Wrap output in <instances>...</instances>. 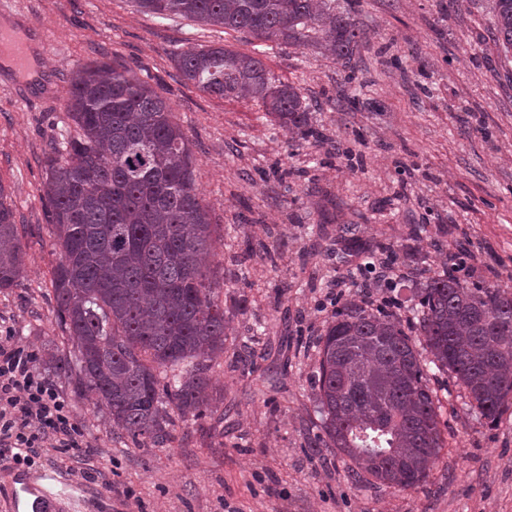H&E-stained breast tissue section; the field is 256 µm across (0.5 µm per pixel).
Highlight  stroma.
<instances>
[{"instance_id":"1","label":"stroma","mask_w":512,"mask_h":512,"mask_svg":"<svg viewBox=\"0 0 512 512\" xmlns=\"http://www.w3.org/2000/svg\"><path fill=\"white\" fill-rule=\"evenodd\" d=\"M336 2L362 35L347 62L311 39L261 42L133 0H0V28L36 40L44 73L34 85L0 71V184L27 259L0 291V325L42 354L64 344L42 187L73 128L64 97L77 65L108 63L169 103L215 229L228 324L209 370L215 412L138 448L60 386L83 446L41 449L36 465L85 487L100 512H512V410L488 423L451 373L430 377L455 438L426 482L403 491L351 476L327 444L312 377L338 303L370 283L374 305L406 320L414 288L447 267L512 291V53L495 40L492 0ZM219 46L259 52L299 87L321 138L186 83L177 53ZM372 258L391 283L366 273Z\"/></svg>"}]
</instances>
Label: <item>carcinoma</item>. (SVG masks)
<instances>
[{
	"label": "carcinoma",
	"instance_id": "1",
	"mask_svg": "<svg viewBox=\"0 0 512 512\" xmlns=\"http://www.w3.org/2000/svg\"><path fill=\"white\" fill-rule=\"evenodd\" d=\"M262 42L317 34L339 60L361 40L336 0H136ZM493 29L512 52V0H493ZM184 81L221 98L258 102L280 125L316 133L297 86L261 58L226 47L176 55ZM65 108L76 128L45 160L43 199L58 262L54 314L69 351L48 364L77 398L133 445L166 442L178 422L212 412L207 371L224 354L221 287L207 258L216 240L197 191L189 141L147 83L104 62L78 67ZM0 184V291L26 269L13 208ZM413 319L382 307H337L319 342L313 392L324 431L350 468L407 490L426 481L453 436L441 423L427 364L451 372L489 422L512 408V292L444 269L415 291ZM420 336L431 358L416 349Z\"/></svg>",
	"mask_w": 512,
	"mask_h": 512
}]
</instances>
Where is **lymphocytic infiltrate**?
<instances>
[{
  "instance_id": "f902f5d3",
  "label": "lymphocytic infiltrate",
  "mask_w": 512,
  "mask_h": 512,
  "mask_svg": "<svg viewBox=\"0 0 512 512\" xmlns=\"http://www.w3.org/2000/svg\"><path fill=\"white\" fill-rule=\"evenodd\" d=\"M83 437L38 353L6 331L0 336V456L31 466L40 448L78 449Z\"/></svg>"
}]
</instances>
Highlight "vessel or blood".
Wrapping results in <instances>:
<instances>
[{
	"label": "vessel or blood",
	"mask_w": 512,
	"mask_h": 512,
	"mask_svg": "<svg viewBox=\"0 0 512 512\" xmlns=\"http://www.w3.org/2000/svg\"><path fill=\"white\" fill-rule=\"evenodd\" d=\"M78 487L52 468L29 472L16 468L8 493V512H79L85 501Z\"/></svg>",
	"instance_id": "b4317fda"
}]
</instances>
